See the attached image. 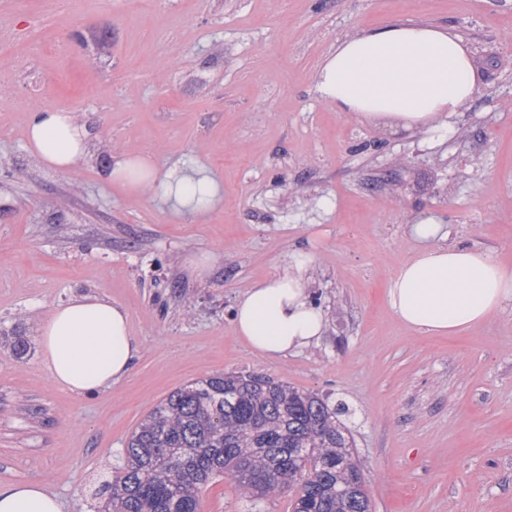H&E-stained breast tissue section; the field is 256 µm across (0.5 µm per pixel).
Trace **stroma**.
Wrapping results in <instances>:
<instances>
[{"label":"stroma","mask_w":512,"mask_h":512,"mask_svg":"<svg viewBox=\"0 0 512 512\" xmlns=\"http://www.w3.org/2000/svg\"><path fill=\"white\" fill-rule=\"evenodd\" d=\"M0 487L38 481L93 512L140 421L203 376L258 374L343 400L372 512H512V307L455 336L404 326L390 278L432 216L512 264V0H0ZM454 25L480 91L450 126L393 132L334 112L314 85L372 26ZM70 112L88 156L65 172L26 146L31 113ZM150 156L203 170L197 213L104 172ZM480 157L473 166L472 157ZM314 254L323 338L272 359L234 331L253 282ZM210 258L207 273L193 264ZM124 306L141 347L96 396L48 378L38 330L74 296ZM27 349L16 354L15 336ZM202 512H288L234 485Z\"/></svg>","instance_id":"1"}]
</instances>
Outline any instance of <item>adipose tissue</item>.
Listing matches in <instances>:
<instances>
[{
    "mask_svg": "<svg viewBox=\"0 0 512 512\" xmlns=\"http://www.w3.org/2000/svg\"><path fill=\"white\" fill-rule=\"evenodd\" d=\"M315 88L334 111L409 132L462 111L478 92L479 75L469 46L453 27L403 23L341 41L319 66ZM26 145L56 171L71 169L87 152L84 129L61 108L32 113ZM107 179L136 194L149 186L182 201L196 183L186 177L172 184L148 159L132 155L115 158ZM408 231L420 248L386 289V303L403 324L451 335L512 306V265L486 251L447 244L446 226L432 217L420 218ZM309 260V251L298 252L292 271L253 283L236 303L237 335L264 356H287L323 334V310L308 292ZM39 336L51 380L77 395L122 381L140 354L127 310L105 298L69 299L52 311ZM0 512H60V503L41 483L22 482L0 488Z\"/></svg>",
    "mask_w": 512,
    "mask_h": 512,
    "instance_id": "ef3b65f1",
    "label": "adipose tissue"
}]
</instances>
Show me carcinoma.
Masks as SVG:
<instances>
[{
    "label": "carcinoma",
    "mask_w": 512,
    "mask_h": 512,
    "mask_svg": "<svg viewBox=\"0 0 512 512\" xmlns=\"http://www.w3.org/2000/svg\"><path fill=\"white\" fill-rule=\"evenodd\" d=\"M344 404L253 374L209 375L171 392L128 440L102 512H200L216 478L291 512H371Z\"/></svg>",
    "instance_id": "obj_1"
}]
</instances>
